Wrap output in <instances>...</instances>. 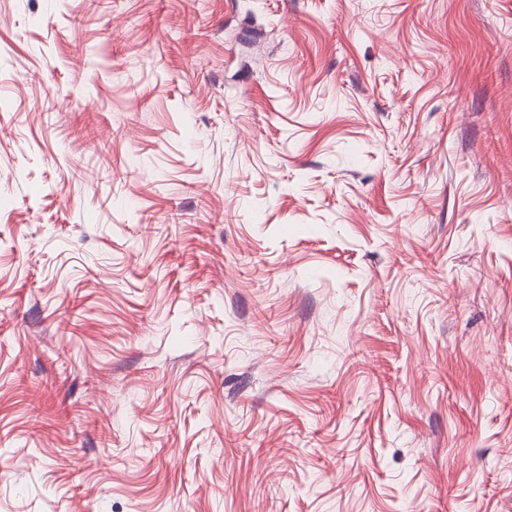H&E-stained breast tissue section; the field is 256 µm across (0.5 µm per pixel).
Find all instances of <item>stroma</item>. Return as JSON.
<instances>
[{
  "mask_svg": "<svg viewBox=\"0 0 512 512\" xmlns=\"http://www.w3.org/2000/svg\"><path fill=\"white\" fill-rule=\"evenodd\" d=\"M0 512H512V0H0Z\"/></svg>",
  "mask_w": 512,
  "mask_h": 512,
  "instance_id": "obj_1",
  "label": "stroma"
}]
</instances>
